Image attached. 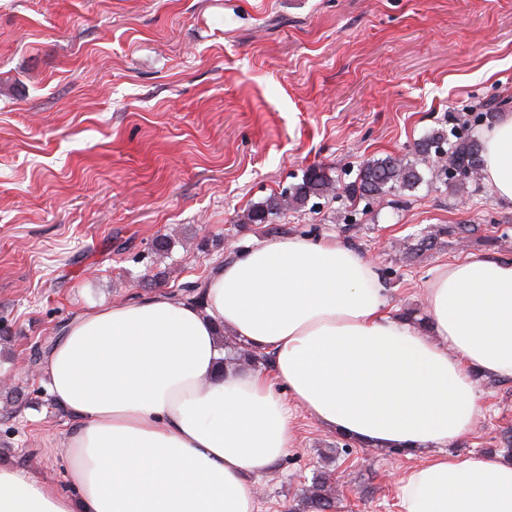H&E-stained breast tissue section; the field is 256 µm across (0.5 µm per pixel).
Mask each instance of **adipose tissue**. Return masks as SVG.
Masks as SVG:
<instances>
[{
  "instance_id": "1",
  "label": "adipose tissue",
  "mask_w": 512,
  "mask_h": 512,
  "mask_svg": "<svg viewBox=\"0 0 512 512\" xmlns=\"http://www.w3.org/2000/svg\"><path fill=\"white\" fill-rule=\"evenodd\" d=\"M482 182L512 207V112L483 134ZM80 312L43 368L74 425L72 493L0 460V512H256L255 478L292 445L295 412L420 462L400 512H512V459L448 452L479 412L474 373L512 380V260L435 270L418 329L388 308L354 246L294 235L239 253L201 284ZM273 356L220 369L221 334Z\"/></svg>"
}]
</instances>
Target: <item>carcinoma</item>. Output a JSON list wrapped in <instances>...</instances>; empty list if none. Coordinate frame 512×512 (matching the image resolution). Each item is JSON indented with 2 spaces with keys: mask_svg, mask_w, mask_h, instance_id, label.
<instances>
[{
  "mask_svg": "<svg viewBox=\"0 0 512 512\" xmlns=\"http://www.w3.org/2000/svg\"><path fill=\"white\" fill-rule=\"evenodd\" d=\"M508 104L506 99H495L479 104L482 113L478 121L492 123L497 109ZM483 144L476 136L462 137L458 130L450 133L436 130L416 142L414 160L397 156L370 160L359 170L357 179L346 188L352 199L381 201L396 192L413 191L423 183L444 181L456 187L480 189L481 181L472 173L482 171ZM337 191V184L329 170L323 167H310L304 171L301 182L294 185L289 193L272 195L250 209L243 217L245 224H271L287 214L298 210L313 198H324ZM480 232L478 224H440L416 242H406L405 254L417 255L438 246L439 240L447 236L457 242L466 243ZM240 360L255 366L270 364L269 356L259 354L240 346L236 342L224 343V357L221 363L229 365ZM305 512H331L335 507V490L329 475L321 473L313 479L302 498Z\"/></svg>",
  "mask_w": 512,
  "mask_h": 512,
  "instance_id": "obj_1",
  "label": "carcinoma"
}]
</instances>
